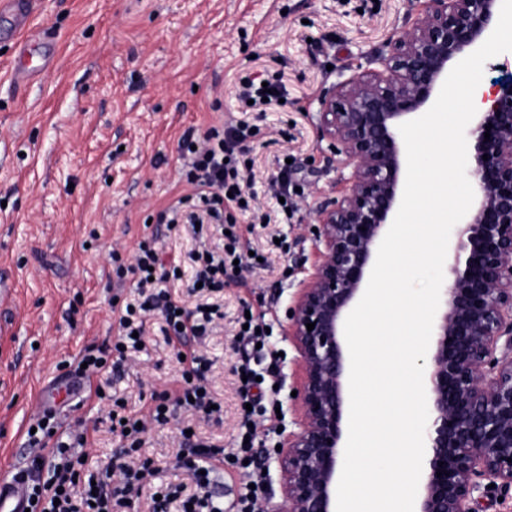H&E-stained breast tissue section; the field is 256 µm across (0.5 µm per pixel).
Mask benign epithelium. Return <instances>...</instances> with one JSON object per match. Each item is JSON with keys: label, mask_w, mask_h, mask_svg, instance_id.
Here are the masks:
<instances>
[{"label": "benign epithelium", "mask_w": 512, "mask_h": 512, "mask_svg": "<svg viewBox=\"0 0 512 512\" xmlns=\"http://www.w3.org/2000/svg\"><path fill=\"white\" fill-rule=\"evenodd\" d=\"M427 2L381 69L333 87L322 102L321 138L340 145L352 172L341 198L318 212L322 260L288 317L303 366L301 419L276 452L282 503L265 512H336L349 408L344 322L402 200L399 126L426 113L455 63L490 36L500 0ZM483 102L469 123L475 206L459 231L428 363L433 421L417 512H480L474 492L484 482L512 492V78ZM502 340L507 353L498 357Z\"/></svg>", "instance_id": "7a95c632"}]
</instances>
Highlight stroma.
<instances>
[{
	"label": "stroma",
	"mask_w": 512,
	"mask_h": 512,
	"mask_svg": "<svg viewBox=\"0 0 512 512\" xmlns=\"http://www.w3.org/2000/svg\"><path fill=\"white\" fill-rule=\"evenodd\" d=\"M37 23L56 44L59 61L36 81L16 87L3 74L11 40L0 37V478L23 464L24 433L38 391L62 376L87 346L115 336L117 291L107 252H132L155 233L163 249L186 255L200 241L190 228L168 230L159 212L185 193L177 145L191 127L246 120L248 191L262 210L275 205L281 158H289L294 214L285 224H241L240 246L267 265L230 278L224 319L204 337L213 361L209 381L224 403L221 422L177 410L152 428L143 450L167 481L179 471L180 429L224 449V476L212 491L224 512H236L244 482L236 460L242 421L241 382L234 367L241 307L268 324L263 366L275 391L259 419L254 447L265 469L264 502L281 501L275 448L296 431L293 396L299 371L288 337V309L320 259L312 228L317 210L339 197L350 175L319 136L326 92L379 69L378 57L421 14L424 0H39ZM278 78L283 101L246 111L243 78ZM149 323L144 350L131 353L112 392L144 410L151 395L171 388L182 366ZM97 426L89 462L105 465L116 436L93 406L62 401L57 420Z\"/></svg>",
	"instance_id": "stroma-1"
}]
</instances>
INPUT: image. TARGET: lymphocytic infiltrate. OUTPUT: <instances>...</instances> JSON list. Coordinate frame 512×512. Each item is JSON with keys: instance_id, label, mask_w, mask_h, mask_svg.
Masks as SVG:
<instances>
[{"instance_id": "1", "label": "lymphocytic infiltrate", "mask_w": 512, "mask_h": 512, "mask_svg": "<svg viewBox=\"0 0 512 512\" xmlns=\"http://www.w3.org/2000/svg\"><path fill=\"white\" fill-rule=\"evenodd\" d=\"M251 136V126L245 121L229 127L212 124L185 132L178 142V152L188 191L159 214V223L171 230L189 224L198 236L213 225L235 224L232 211L247 197L239 164L244 144ZM237 244L236 235L231 234L223 246L202 247L189 253L190 293L221 292L229 272L256 266V257L239 260ZM109 258L116 265L118 281H132L138 298L115 310L116 341L84 348L73 364L85 366L87 373L95 377L96 386L89 401L105 408L109 429L119 434L123 446L104 467L87 470L84 450L91 440L82 422H75L67 435L60 437L55 433L54 412L39 414L34 422L35 433L25 436L29 455L23 473L29 478L30 512H126L129 501L146 493L154 498V512H171L174 504L178 505V512H224L223 503L209 493L224 466L223 449L197 440L193 434H182L183 464L191 474L195 493H186L180 483L153 485L151 463L142 457L145 431L137 426L139 417L112 408L109 390L127 352L137 349L140 337L146 336L147 315L155 311L162 321V336L178 353L184 354L185 369L173 392L153 395L151 421L161 426L168 424L179 407L207 417H221L222 411L216 406L217 399L208 382L212 362L206 353L195 349L194 343L209 335L224 314L219 306L202 303L187 309L180 297L167 291L165 284L176 276L177 268L167 265L152 239L139 241L129 262H120L114 252ZM237 323L244 360L236 371L252 382L257 377L252 363L263 356L262 345L268 334L260 330L255 319L241 315Z\"/></svg>"}]
</instances>
